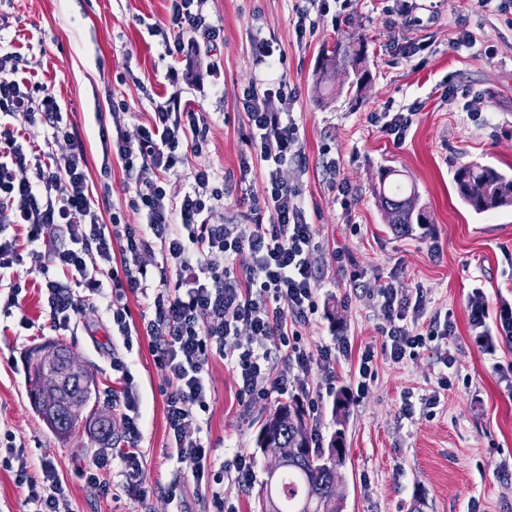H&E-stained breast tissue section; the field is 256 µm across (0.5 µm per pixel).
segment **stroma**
Wrapping results in <instances>:
<instances>
[{"label":"stroma","instance_id":"35a3bbf8","mask_svg":"<svg viewBox=\"0 0 512 512\" xmlns=\"http://www.w3.org/2000/svg\"><path fill=\"white\" fill-rule=\"evenodd\" d=\"M504 12L479 0H333L329 12L311 11L310 34L297 38L295 0H208L205 13L219 38L198 51L169 56L165 41L170 0H0V49L22 55L27 76L52 94L63 121L82 144L93 185L108 183L96 209L139 224L128 205L133 185L119 163L102 174L103 139L116 128L147 124L157 104L177 97L187 110L207 115V145L188 152V167L211 165L224 173V206L215 221L266 224L267 211L240 205L243 195L262 197L263 163L241 179L249 128L236 99L251 82L284 79L286 95L274 100L298 125L300 158L281 178L295 188L316 230L311 263L321 275L317 311L300 328L299 346L316 352L347 337L351 357H337L336 374L320 366L289 383L287 392L252 403L238 397L235 374L223 358L209 364L208 437L212 454L232 464L248 454L254 478L247 488L224 482L235 512H253L262 493L268 457L257 446L263 419L277 405L307 404L309 430L321 443L343 431L347 454L339 468L343 512H512V343L498 332L502 305H512V208L475 213L456 194L455 170L477 161L512 175V0ZM160 23L148 33L149 23ZM470 42L455 47L460 32ZM363 37L370 79L361 90L341 88L332 100L314 94L323 50L349 36ZM272 41L274 64H257L254 37ZM414 52L402 56L399 45ZM177 68L180 81L166 73ZM412 108L414 122L394 143L375 115ZM336 159L335 175L324 165ZM415 186L431 223L406 234L391 230L378 195L387 170ZM408 296L423 294L425 316H449L454 335L427 344L394 363L383 350L390 324L372 298L382 284ZM22 315L0 312V442L13 437L33 475L42 461L55 466L73 512H212V490L191 476L189 463L166 459L164 373L147 339L124 355L141 398L142 440L148 495L137 500L117 488L103 495L83 471L101 446L92 420L112 412V323L97 302L84 303L65 333L55 331L40 285L28 279ZM484 323L473 326V303ZM29 328H21L20 317ZM60 342L78 364L91 369L101 400L70 438L59 439L33 409L25 355L35 345ZM375 353L374 375L357 394L355 370L365 348ZM453 356L452 368L443 360ZM350 412L337 423L338 390ZM179 481L180 495L165 491Z\"/></svg>","mask_w":512,"mask_h":512}]
</instances>
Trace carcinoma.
<instances>
[{
  "instance_id": "cac0c4a2",
  "label": "carcinoma",
  "mask_w": 512,
  "mask_h": 512,
  "mask_svg": "<svg viewBox=\"0 0 512 512\" xmlns=\"http://www.w3.org/2000/svg\"><path fill=\"white\" fill-rule=\"evenodd\" d=\"M363 44L354 39L346 44L336 43L324 54L319 66L316 84L318 95H323L328 77L336 66L345 62L352 72L363 68L365 58L354 55L353 47ZM458 194L466 198L464 186L470 181L483 182L487 194L473 209L481 214L512 206V177L496 168L478 162L458 167L454 173ZM391 199L401 201L405 209L387 218L395 229L405 232L411 227L408 209L425 215L431 223L426 208L418 206L415 188L404 192L401 187L391 191ZM70 356L63 348H52V360L47 364L29 362V372L34 384L33 404L42 413L51 430L60 438H68L82 419L85 408L99 390L94 377L84 372L80 377H68L66 371ZM260 434H270L277 440V447L289 451L288 463L277 470H266L265 492L258 500L256 512H342V498L336 492L333 473L345 461L346 453L338 449L337 440L343 439L334 432L329 445L316 444L309 433L305 413L297 404L284 403L263 421Z\"/></svg>"
}]
</instances>
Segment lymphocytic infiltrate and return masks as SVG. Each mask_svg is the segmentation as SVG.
Instances as JSON below:
<instances>
[{"label": "lymphocytic infiltrate", "instance_id": "obj_1", "mask_svg": "<svg viewBox=\"0 0 512 512\" xmlns=\"http://www.w3.org/2000/svg\"><path fill=\"white\" fill-rule=\"evenodd\" d=\"M206 0H171L170 25L177 35L173 52L183 53L184 37L198 34L215 41L220 30L203 16ZM283 82L261 90L244 89L239 103L252 130V157L242 158L241 175L251 171L252 159L263 162L268 175L262 199L269 224H219L213 214L224 202L212 166L187 165L188 150L201 149L206 133L203 113L180 107L169 99L157 105L150 125L136 133L120 129L112 141V154L135 177L130 206L142 212L143 223H100L96 198L89 184L82 145L56 163L26 152L10 126L15 115L45 124L53 140L71 141L56 98L35 96L19 74V55L0 53V283L8 282L5 309L19 307L25 271L41 275L47 291L50 319L55 329L68 330L80 306L89 300L105 303L112 331L131 347L144 336L155 365L166 377L165 413L171 447L179 461L190 463L196 481L214 486V512H224V467L212 457V445L203 436L201 412L207 411L206 371L214 356L224 353L228 337L247 328L250 345L233 355L238 395L243 400L265 399L288 389L293 372L308 373L319 364L334 373L337 356H349L347 338H336L317 353L297 344L299 326L310 323L316 311L320 275L309 260L318 243L306 217L298 191L282 181L280 171L299 156L298 127L292 113L275 109ZM155 179L141 180L143 169ZM26 228L27 246L18 248L6 229ZM120 264H113V253ZM158 252L161 262L148 261ZM249 262L237 267L239 254ZM67 273L61 281L59 273ZM144 305L140 323H132L127 297ZM376 304L391 327L384 348L393 362L416 356L418 349L438 336L453 333L451 322L430 320L427 327L407 325L409 313H422L423 297L410 298L391 285H380ZM281 360L272 372L273 360ZM112 370L122 386L112 395V409L124 425L125 445L105 449L85 470V480L100 492L110 487L100 474L118 465L123 490L146 498L145 456L140 446L141 403L134 377L121 357H113ZM0 466L15 472V480L29 489L31 512H72L69 499L51 462L42 465L41 480L29 473L23 449L7 445Z\"/></svg>", "mask_w": 512, "mask_h": 512}]
</instances>
